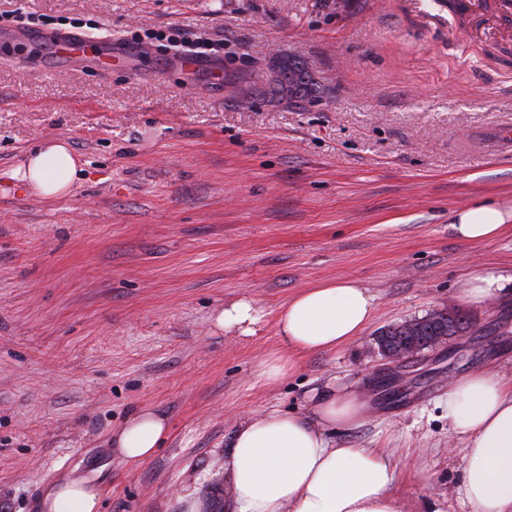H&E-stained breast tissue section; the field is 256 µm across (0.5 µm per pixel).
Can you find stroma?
I'll return each instance as SVG.
<instances>
[{
  "mask_svg": "<svg viewBox=\"0 0 512 512\" xmlns=\"http://www.w3.org/2000/svg\"><path fill=\"white\" fill-rule=\"evenodd\" d=\"M112 40L136 57L50 72L0 51V512H40L43 485L79 471L101 512H230L224 451L238 423L305 415L337 389L367 397L343 446L388 449L412 512H464L451 380L490 367L512 386V225L466 244L455 212L512 208V33L466 38L443 0H0L16 26ZM202 41L210 63L254 88H202L170 63ZM304 61L311 99L267 89L277 57ZM67 141L83 175L45 199L12 171L43 140ZM504 290L468 307L469 339L385 374L374 338L448 306L477 269ZM361 283L373 317L350 345L282 351L288 298L327 280ZM241 298L256 333L219 330ZM149 407L168 422L155 453L128 464L112 433ZM429 471L422 484L419 471ZM296 368V361L294 358L288 356L283 358L281 356H273L264 360L260 366V377L267 382H278L285 378L288 374Z\"/></svg>",
  "mask_w": 512,
  "mask_h": 512,
  "instance_id": "obj_1",
  "label": "stroma"
}]
</instances>
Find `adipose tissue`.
<instances>
[{
    "mask_svg": "<svg viewBox=\"0 0 512 512\" xmlns=\"http://www.w3.org/2000/svg\"><path fill=\"white\" fill-rule=\"evenodd\" d=\"M81 168L70 146L46 142L12 173L44 198L65 196ZM512 223V211L491 204L457 211L451 228L462 242L496 239ZM375 298L359 283L337 279L304 289L282 307L278 333L293 349L260 366L268 382L296 368L295 354L324 353L355 340L368 325ZM261 313L242 298L220 310L218 328L253 335ZM448 428L463 435L458 496L469 512H512V388L493 369L464 376L448 388ZM366 417L363 398L353 393L322 395L307 415L279 410L249 417L237 426L224 453L234 512H406L391 488L396 466L386 449L336 446L327 429L355 426ZM167 431L150 409L135 412L112 438L133 465L156 451ZM44 512H98L94 482L72 473L46 487Z\"/></svg>",
    "mask_w": 512,
    "mask_h": 512,
    "instance_id": "1",
    "label": "adipose tissue"
}]
</instances>
